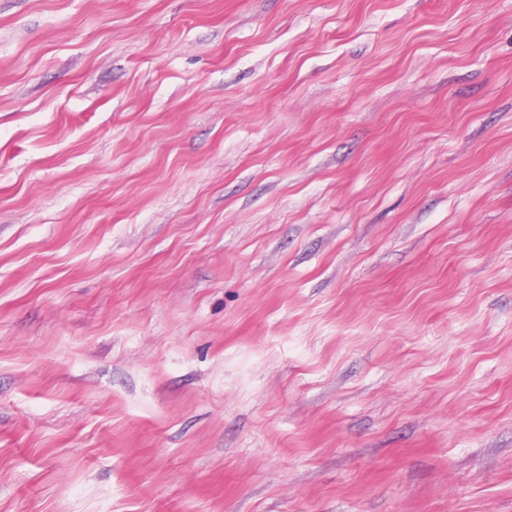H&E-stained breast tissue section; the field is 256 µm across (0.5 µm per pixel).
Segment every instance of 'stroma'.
Returning a JSON list of instances; mask_svg holds the SVG:
<instances>
[{
	"label": "stroma",
	"mask_w": 512,
	"mask_h": 512,
	"mask_svg": "<svg viewBox=\"0 0 512 512\" xmlns=\"http://www.w3.org/2000/svg\"><path fill=\"white\" fill-rule=\"evenodd\" d=\"M0 512H512V0H0Z\"/></svg>",
	"instance_id": "stroma-1"
}]
</instances>
